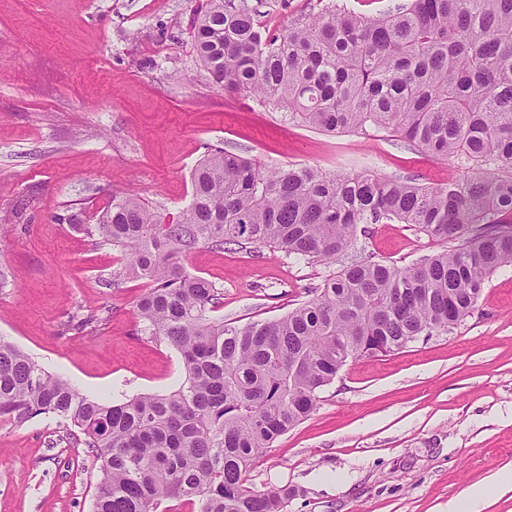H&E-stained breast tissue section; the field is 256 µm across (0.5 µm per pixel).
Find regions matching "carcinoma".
Segmentation results:
<instances>
[{
  "mask_svg": "<svg viewBox=\"0 0 512 512\" xmlns=\"http://www.w3.org/2000/svg\"><path fill=\"white\" fill-rule=\"evenodd\" d=\"M195 53L216 86L280 105L311 128L383 129L422 152L469 162L440 186L370 170H269L215 148L192 172L174 224L139 198L113 196L97 223H69L121 251L113 273L149 283L140 323L180 355L169 394L112 404L81 394L0 340V420L51 415L101 461L95 512H284L293 490L254 491L244 474L306 419L348 362L447 332L512 262V0H396L366 17L327 4L262 31L247 0H203ZM412 224L442 250L400 267L344 266L310 300L269 321L210 312L220 292L184 260L199 245L276 248L330 266L362 224Z\"/></svg>",
  "mask_w": 512,
  "mask_h": 512,
  "instance_id": "obj_1",
  "label": "carcinoma"
}]
</instances>
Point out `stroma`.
<instances>
[{
	"mask_svg": "<svg viewBox=\"0 0 512 512\" xmlns=\"http://www.w3.org/2000/svg\"><path fill=\"white\" fill-rule=\"evenodd\" d=\"M202 0H0V338L82 394L123 402L185 378L144 332V281H113L92 224L113 195L177 220L208 148L267 168L371 170L437 186L463 173L380 130L326 133L247 93L217 87L191 21ZM281 29L322 0H248ZM415 227L370 224L343 264L401 266L437 251ZM188 269L213 282L225 322L267 321L310 299L328 268L277 249L200 246ZM94 321L86 328L78 322ZM512 469V263L447 333L348 363L316 409L246 472L248 487L296 489L285 512H447L470 484ZM100 462L48 416L0 422V512H94Z\"/></svg>",
	"mask_w": 512,
	"mask_h": 512,
	"instance_id": "1",
	"label": "stroma"
}]
</instances>
